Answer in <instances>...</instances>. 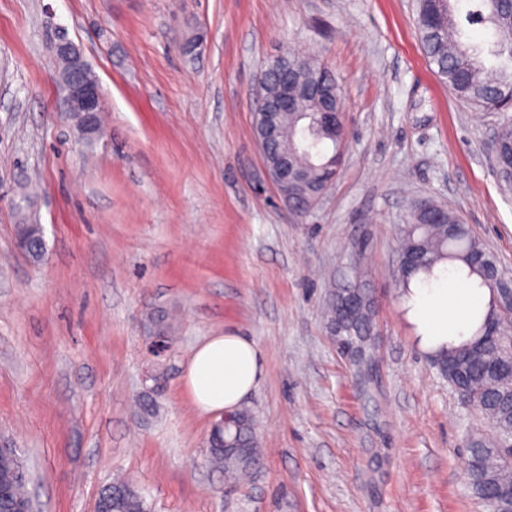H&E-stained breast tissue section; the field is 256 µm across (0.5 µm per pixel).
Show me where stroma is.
Listing matches in <instances>:
<instances>
[{"mask_svg":"<svg viewBox=\"0 0 512 512\" xmlns=\"http://www.w3.org/2000/svg\"><path fill=\"white\" fill-rule=\"evenodd\" d=\"M60 31L100 81L91 142L61 110ZM291 50L336 75L348 133L303 216L253 129L261 73ZM505 120L438 79L416 0H0V441L37 512H95L117 478L152 512H487L463 472L479 419L415 343L396 241L429 200L512 274V188L490 147ZM29 189L38 262L14 235ZM360 239L375 318L356 364L322 310ZM224 333L264 365L242 402L258 460L234 486L209 459L216 417L184 385L193 351Z\"/></svg>","mask_w":512,"mask_h":512,"instance_id":"1","label":"stroma"}]
</instances>
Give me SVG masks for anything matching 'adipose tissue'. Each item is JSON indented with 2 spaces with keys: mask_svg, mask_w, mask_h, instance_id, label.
<instances>
[{
  "mask_svg": "<svg viewBox=\"0 0 512 512\" xmlns=\"http://www.w3.org/2000/svg\"><path fill=\"white\" fill-rule=\"evenodd\" d=\"M455 275L441 273L438 281H412L402 304L413 325L419 347L436 356L449 343H460L458 331L473 308L486 304ZM264 372L259 348L249 338L227 334L210 337L197 347L185 371L186 388L197 408L206 414L235 410L258 385Z\"/></svg>",
  "mask_w": 512,
  "mask_h": 512,
  "instance_id": "ef3b65f1",
  "label": "adipose tissue"
}]
</instances>
